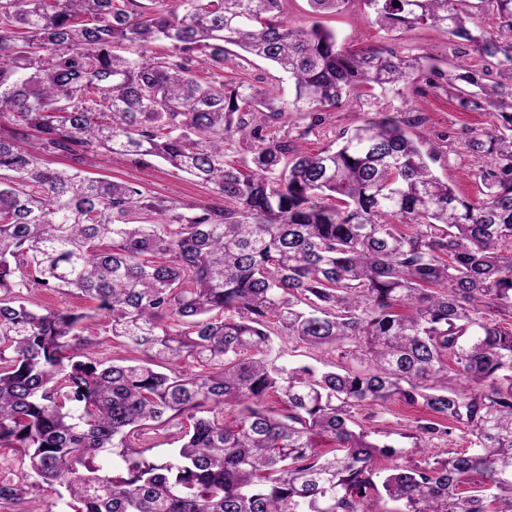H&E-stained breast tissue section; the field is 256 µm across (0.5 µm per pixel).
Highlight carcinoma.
Segmentation results:
<instances>
[{"mask_svg": "<svg viewBox=\"0 0 512 512\" xmlns=\"http://www.w3.org/2000/svg\"><path fill=\"white\" fill-rule=\"evenodd\" d=\"M354 1L383 29L467 41L512 80V0H492L489 36L466 0H308L316 16ZM287 3L0 0V448L25 464L0 483V509L373 512L382 490L395 512H512V327L486 319L512 314V92L463 61L448 73L462 110L503 119L467 143L485 163L474 201L435 174L439 148L393 117L316 153L271 139L268 119L316 123L363 89L441 73L425 56L349 51L320 22L294 27ZM156 42L169 52L146 55ZM230 46L287 74L288 99L224 77ZM238 138L239 167L225 160ZM99 151L159 160L230 206L85 175ZM51 154L76 166L53 169ZM39 288L94 307L40 309ZM100 322L135 356L93 351ZM292 342L355 365H296ZM392 400L428 413L405 437L460 425L469 450L381 475L400 449L355 413ZM170 426L180 447L150 455L141 436ZM474 474L487 486L463 489Z\"/></svg>", "mask_w": 512, "mask_h": 512, "instance_id": "carcinoma-1", "label": "carcinoma"}]
</instances>
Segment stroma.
I'll return each mask as SVG.
<instances>
[{
    "label": "stroma",
    "instance_id": "stroma-1",
    "mask_svg": "<svg viewBox=\"0 0 512 512\" xmlns=\"http://www.w3.org/2000/svg\"><path fill=\"white\" fill-rule=\"evenodd\" d=\"M324 23L336 31L344 47L353 51L379 46L404 55L431 56L444 64L455 57L473 53L469 43L450 42L447 36L434 28L417 26L388 31L368 25L349 10L326 17ZM224 75L246 79L264 91H276L283 95L288 92L287 76L260 60L252 61L243 68L232 64L225 66ZM441 83L439 75L427 72L416 84L405 89L403 96L366 93L326 112L318 125H310L305 119L287 123L272 120L267 125L266 133L274 139L289 137L298 146L315 152L336 140L342 131L389 114L405 122L411 137L420 136L440 146L442 157L434 165L436 174L447 180L461 196L472 200L478 195L475 182L478 163L468 152L465 143L473 136L491 133L497 120L488 111H462L456 102L449 100ZM82 168L92 177L135 183L147 194L156 197L201 206L221 202L220 197L215 196L208 187L156 162L139 166L119 156L91 153L85 158Z\"/></svg>",
    "mask_w": 512,
    "mask_h": 512
}]
</instances>
